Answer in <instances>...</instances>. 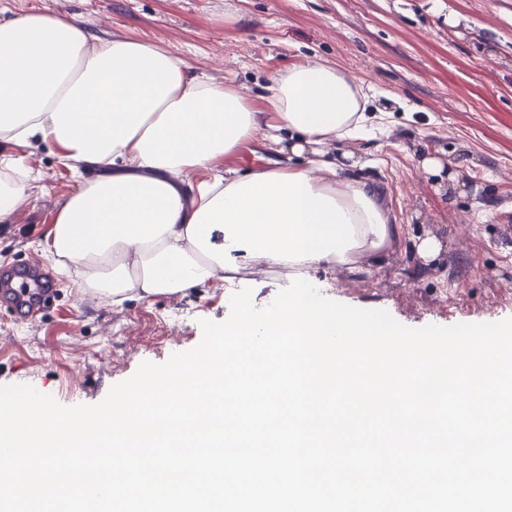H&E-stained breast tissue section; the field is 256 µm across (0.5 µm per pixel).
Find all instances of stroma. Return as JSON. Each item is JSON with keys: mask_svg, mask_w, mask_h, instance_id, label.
I'll return each instance as SVG.
<instances>
[{"mask_svg": "<svg viewBox=\"0 0 512 512\" xmlns=\"http://www.w3.org/2000/svg\"><path fill=\"white\" fill-rule=\"evenodd\" d=\"M30 11L85 21L93 41L158 44L192 74L233 82L267 109L278 72L319 62L376 89L372 133L343 143L373 159L402 244L379 269L314 270L324 296L390 313L409 328L512 318V0H0V21ZM25 155L32 187L0 222V267L35 258L76 190L74 169L47 144ZM265 131L223 160L246 172L287 163ZM438 236L434 258L416 251ZM34 319L0 303V386L29 384L65 406L99 403L145 361L166 362L226 321L232 291L216 282L122 305L55 277Z\"/></svg>", "mask_w": 512, "mask_h": 512, "instance_id": "obj_1", "label": "stroma"}]
</instances>
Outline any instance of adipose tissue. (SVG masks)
Listing matches in <instances>:
<instances>
[{"label":"adipose tissue","mask_w":512,"mask_h":512,"mask_svg":"<svg viewBox=\"0 0 512 512\" xmlns=\"http://www.w3.org/2000/svg\"><path fill=\"white\" fill-rule=\"evenodd\" d=\"M268 90L272 136L304 164L221 171L261 126L237 86L191 75L158 46L91 42L57 15L0 22V144L49 142L62 162L99 171L57 213L44 247L56 271L118 305L231 284L252 262L292 274L380 266L402 227L365 161L325 150L366 133L370 88L311 62ZM30 187L24 157L0 162V221Z\"/></svg>","instance_id":"obj_1"}]
</instances>
